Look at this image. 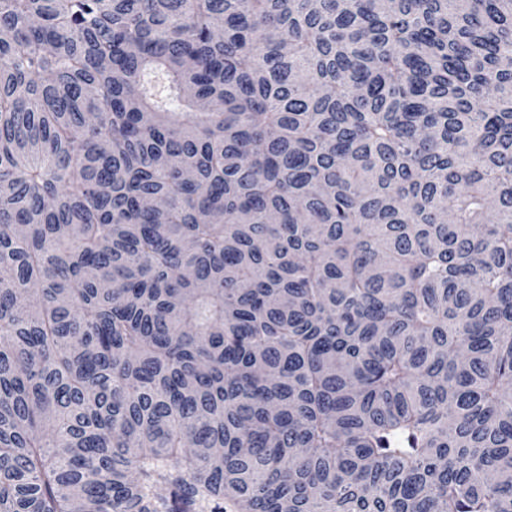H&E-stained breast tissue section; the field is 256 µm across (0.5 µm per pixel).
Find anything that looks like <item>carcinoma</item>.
<instances>
[{"mask_svg":"<svg viewBox=\"0 0 512 512\" xmlns=\"http://www.w3.org/2000/svg\"><path fill=\"white\" fill-rule=\"evenodd\" d=\"M0 512H512V0H0Z\"/></svg>","mask_w":512,"mask_h":512,"instance_id":"1","label":"carcinoma"}]
</instances>
